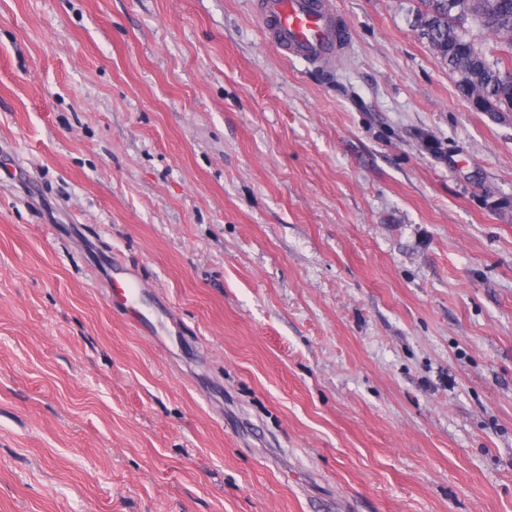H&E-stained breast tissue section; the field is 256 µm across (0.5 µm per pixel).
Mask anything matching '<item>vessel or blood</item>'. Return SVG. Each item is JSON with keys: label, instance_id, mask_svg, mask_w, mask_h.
<instances>
[{"label": "vessel or blood", "instance_id": "vessel-or-blood-1", "mask_svg": "<svg viewBox=\"0 0 512 512\" xmlns=\"http://www.w3.org/2000/svg\"><path fill=\"white\" fill-rule=\"evenodd\" d=\"M255 10L266 38L286 57L328 65L348 47L347 27L331 0H257ZM142 290L140 281L116 280L109 300L124 308L136 304Z\"/></svg>", "mask_w": 512, "mask_h": 512}]
</instances>
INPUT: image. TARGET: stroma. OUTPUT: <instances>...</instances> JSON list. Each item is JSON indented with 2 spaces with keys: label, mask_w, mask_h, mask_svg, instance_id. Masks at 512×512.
Listing matches in <instances>:
<instances>
[{
  "label": "stroma",
  "mask_w": 512,
  "mask_h": 512,
  "mask_svg": "<svg viewBox=\"0 0 512 512\" xmlns=\"http://www.w3.org/2000/svg\"><path fill=\"white\" fill-rule=\"evenodd\" d=\"M332 3L0 0V512H512V112ZM256 1L266 38L284 56L329 65L347 49V27L330 0ZM143 288V284L137 280H113L109 300L113 305L128 310V304L133 306L137 303L136 297L141 294Z\"/></svg>",
  "instance_id": "35a3bbf8"
}]
</instances>
